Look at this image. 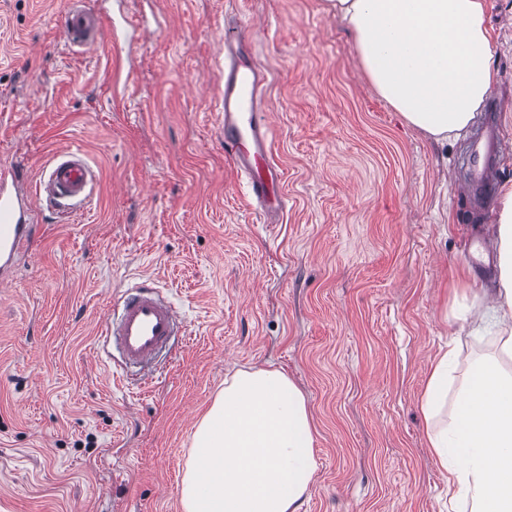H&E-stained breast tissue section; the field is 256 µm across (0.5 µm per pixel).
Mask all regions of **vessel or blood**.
Instances as JSON below:
<instances>
[{"instance_id": "b4317fda", "label": "vessel or blood", "mask_w": 512, "mask_h": 512, "mask_svg": "<svg viewBox=\"0 0 512 512\" xmlns=\"http://www.w3.org/2000/svg\"><path fill=\"white\" fill-rule=\"evenodd\" d=\"M69 46L96 47L102 21L82 0H69L60 19ZM224 154L232 161L246 195L263 216L282 212L283 172L271 153V123L265 94L269 84L250 44L237 26L224 30ZM96 179L85 154L58 151L37 178L19 163L0 165V284L9 282L23 249L41 237V211L65 220L87 216ZM184 329L173 305L148 283L123 291L104 321L103 335L119 352L125 367L152 368L171 339Z\"/></svg>"}]
</instances>
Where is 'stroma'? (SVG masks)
<instances>
[{
	"mask_svg": "<svg viewBox=\"0 0 512 512\" xmlns=\"http://www.w3.org/2000/svg\"><path fill=\"white\" fill-rule=\"evenodd\" d=\"M67 0H0V164L30 176L81 149L98 174L81 222L44 236L0 287V512H181L200 418L236 369L304 392L317 470L300 512H452L420 398L449 341L459 369L493 351L484 297L492 203L462 193L480 133L438 144L367 81L326 0H88L102 44L72 51ZM512 180V0H490ZM243 20L271 74L266 109L288 199L248 204L224 156V26ZM149 280L186 333L122 381L101 321Z\"/></svg>",
	"mask_w": 512,
	"mask_h": 512,
	"instance_id": "stroma-1",
	"label": "stroma"
}]
</instances>
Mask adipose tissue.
I'll return each instance as SVG.
<instances>
[{
	"label": "adipose tissue",
	"instance_id": "adipose-tissue-1",
	"mask_svg": "<svg viewBox=\"0 0 512 512\" xmlns=\"http://www.w3.org/2000/svg\"><path fill=\"white\" fill-rule=\"evenodd\" d=\"M355 39L377 94L438 142L466 134L498 73L486 0H330ZM497 288L473 302V331L496 330L497 352L473 365L456 395L449 345L421 396L431 454L448 499L470 512H512V183L496 194ZM316 472L303 391L277 368H240L197 423L179 483L182 512H299Z\"/></svg>",
	"mask_w": 512,
	"mask_h": 512
}]
</instances>
